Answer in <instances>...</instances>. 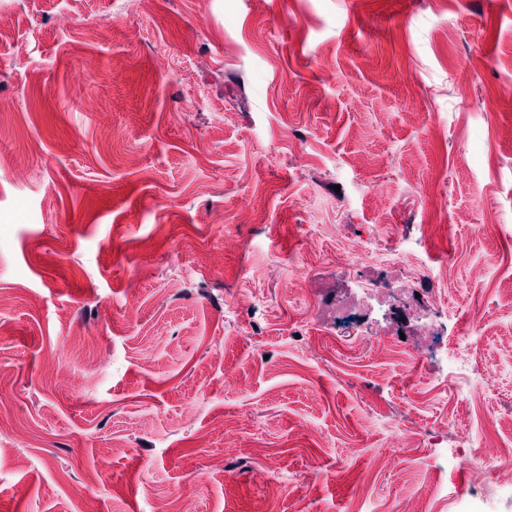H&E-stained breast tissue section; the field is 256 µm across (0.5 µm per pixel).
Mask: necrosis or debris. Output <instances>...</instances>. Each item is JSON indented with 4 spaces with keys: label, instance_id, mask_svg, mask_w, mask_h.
Instances as JSON below:
<instances>
[{
    "label": "necrosis or debris",
    "instance_id": "4bbe7bcc",
    "mask_svg": "<svg viewBox=\"0 0 512 512\" xmlns=\"http://www.w3.org/2000/svg\"><path fill=\"white\" fill-rule=\"evenodd\" d=\"M363 267L372 269L373 276L361 281L359 287L316 297L314 320L350 327L360 336L386 334L396 343L402 336L416 333L423 323L437 331L445 328L446 304L440 284L450 275V265H443L435 273L417 264L410 238L400 230L393 239L391 258L372 261L363 247L339 271L347 279ZM465 415L464 408L454 407L447 426L433 433L431 445L438 450L436 459L440 464H466L471 476L468 498L474 505L473 512H488L496 497L512 496V448L486 438L473 440L457 427Z\"/></svg>",
    "mask_w": 512,
    "mask_h": 512
}]
</instances>
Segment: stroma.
Segmentation results:
<instances>
[{
    "label": "stroma",
    "instance_id": "obj_1",
    "mask_svg": "<svg viewBox=\"0 0 512 512\" xmlns=\"http://www.w3.org/2000/svg\"><path fill=\"white\" fill-rule=\"evenodd\" d=\"M0 16V512H459L428 434L474 400L512 444V0ZM400 226L486 378L312 319Z\"/></svg>",
    "mask_w": 512,
    "mask_h": 512
}]
</instances>
